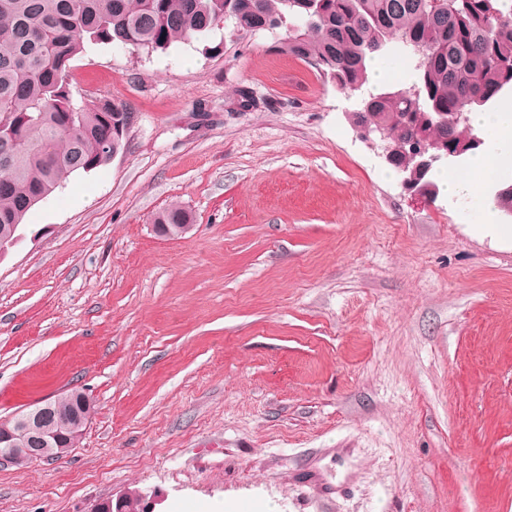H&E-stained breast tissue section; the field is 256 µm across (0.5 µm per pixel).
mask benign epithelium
I'll return each mask as SVG.
<instances>
[{
  "label": "benign epithelium",
  "mask_w": 512,
  "mask_h": 512,
  "mask_svg": "<svg viewBox=\"0 0 512 512\" xmlns=\"http://www.w3.org/2000/svg\"><path fill=\"white\" fill-rule=\"evenodd\" d=\"M50 419L67 433L48 429L46 422ZM85 424L80 412L60 414L45 399L17 414L12 422L0 424V463L17 465L23 459L35 461L48 456L59 459L77 443Z\"/></svg>",
  "instance_id": "obj_1"
}]
</instances>
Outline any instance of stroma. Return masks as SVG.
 Wrapping results in <instances>:
<instances>
[{"mask_svg":"<svg viewBox=\"0 0 512 512\" xmlns=\"http://www.w3.org/2000/svg\"><path fill=\"white\" fill-rule=\"evenodd\" d=\"M285 34L71 61L133 122L0 259V422L71 390L92 415L0 467V512H512V217L412 200ZM172 203L192 226L159 235ZM131 495H135L136 497H138L140 503L136 497H129L126 500V498ZM125 500H126V502L123 505V512H140V507H141V512H163V511L156 510V506L161 504V501H162L159 498V496L153 495V496L147 498V496H144V495L131 494V493L119 495L117 498H115V502H114V498L112 496V498H110L106 501L97 503L92 508L91 511L92 512H100V510L111 509V507H112V510H114L115 512H121L122 504Z\"/></svg>","mask_w":512,"mask_h":512,"instance_id":"obj_1","label":"stroma"}]
</instances>
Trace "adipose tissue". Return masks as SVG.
<instances>
[{
    "mask_svg": "<svg viewBox=\"0 0 512 512\" xmlns=\"http://www.w3.org/2000/svg\"><path fill=\"white\" fill-rule=\"evenodd\" d=\"M472 119L485 131L489 148L471 158L466 172L444 176L446 192L452 198L472 195L475 178L491 181L512 174V103L491 112L473 113Z\"/></svg>",
    "mask_w": 512,
    "mask_h": 512,
    "instance_id": "adipose-tissue-1",
    "label": "adipose tissue"
}]
</instances>
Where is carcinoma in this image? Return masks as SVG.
<instances>
[{
	"label": "carcinoma",
	"instance_id": "cac0c4a2",
	"mask_svg": "<svg viewBox=\"0 0 512 512\" xmlns=\"http://www.w3.org/2000/svg\"><path fill=\"white\" fill-rule=\"evenodd\" d=\"M229 20L248 34L288 29L283 49L311 61L345 92L361 95L355 125H380L390 165L413 184L410 156L437 160L474 147L470 113L512 91V0H0V227L21 225L44 194L76 171L110 160L125 135L104 96L75 98L70 62L88 44L147 51L208 33ZM402 50L407 88L366 89L368 62ZM171 233L191 223L172 204L153 219Z\"/></svg>",
	"mask_w": 512,
	"mask_h": 512
}]
</instances>
